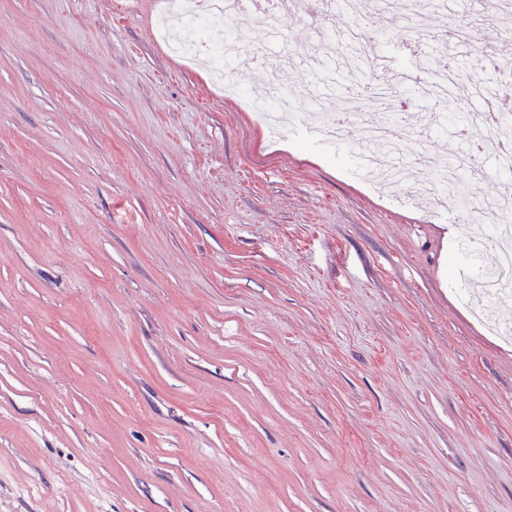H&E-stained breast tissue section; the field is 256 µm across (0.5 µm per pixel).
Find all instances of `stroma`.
<instances>
[{"mask_svg":"<svg viewBox=\"0 0 512 512\" xmlns=\"http://www.w3.org/2000/svg\"><path fill=\"white\" fill-rule=\"evenodd\" d=\"M162 9L0 0V512H512V339L448 278L498 263L463 257L497 170L448 236ZM427 109L405 152L455 154ZM248 98H260L261 101H265L267 103L266 108L262 111V117L265 122H269L268 117L272 114H281L285 113L288 116V121L301 120L303 122L310 121L309 117L305 121L304 115H298L292 98L289 94L279 93L274 94L270 93L266 86L263 89H259L257 86L253 88L249 93L245 94Z\"/></svg>","mask_w":512,"mask_h":512,"instance_id":"1","label":"stroma"}]
</instances>
